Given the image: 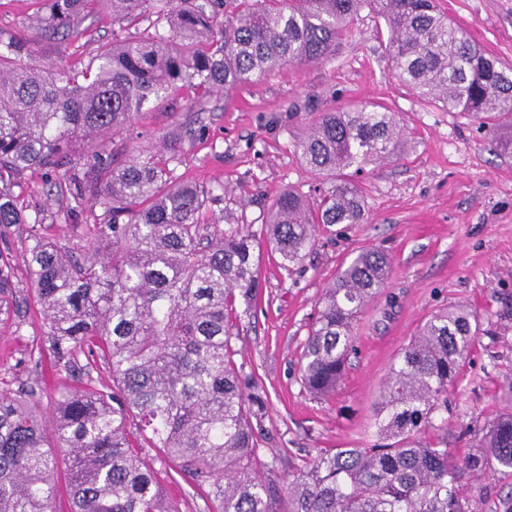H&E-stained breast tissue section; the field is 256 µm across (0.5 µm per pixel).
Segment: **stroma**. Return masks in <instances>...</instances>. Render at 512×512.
<instances>
[{"instance_id":"stroma-1","label":"stroma","mask_w":512,"mask_h":512,"mask_svg":"<svg viewBox=\"0 0 512 512\" xmlns=\"http://www.w3.org/2000/svg\"><path fill=\"white\" fill-rule=\"evenodd\" d=\"M439 7L500 62L512 65V0H439ZM33 0H0V29L24 35L37 66L53 69L88 59L111 40L109 19L86 21L79 34L44 39L30 27ZM355 36L334 59L287 65L260 80L197 101L193 91L173 93L147 107L131 132L106 136L103 151L133 155V132L152 139L186 124L179 175L207 182L214 198L201 223H241L261 231V217L277 196L293 190L318 199L323 177L302 162L297 144L319 113L378 102L395 112L408 140L403 154L359 174L367 210L363 224L318 227V241L293 272L262 246L260 288L250 316L232 340L233 359L252 376L266 400L262 459L283 480L321 450L367 448L378 438L373 407L401 349L436 312L477 310L479 338L448 389V446L473 452L486 423L512 405V159L498 156L490 135L466 116L444 111L399 85L392 75L382 19L361 11ZM19 201L40 214L43 232L82 255L85 205L50 193L44 175L26 174ZM27 227L13 230L11 258L18 306L0 314V380L34 386L40 414L75 384L49 357L31 358L43 343V317L25 267ZM382 250L390 263L386 288L368 304L354 328L355 355L335 393L320 400L301 383L300 356L318 301L339 268L363 249ZM470 512H504L512 477L486 471L464 480Z\"/></svg>"}]
</instances>
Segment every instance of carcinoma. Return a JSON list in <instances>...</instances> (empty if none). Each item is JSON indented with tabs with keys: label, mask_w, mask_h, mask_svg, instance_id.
I'll return each mask as SVG.
<instances>
[{
	"label": "carcinoma",
	"mask_w": 512,
	"mask_h": 512,
	"mask_svg": "<svg viewBox=\"0 0 512 512\" xmlns=\"http://www.w3.org/2000/svg\"><path fill=\"white\" fill-rule=\"evenodd\" d=\"M32 29L69 35L112 12V25H148L114 37L87 63H27L25 41L0 30V312L15 301L11 229L29 225L27 275L56 365L100 358L112 383L85 384L54 401L47 439L33 388L0 389V512H54L64 478L70 512H180L155 448L217 503L216 512H467L462 481L487 469L512 476V409L489 421L480 451L454 457L448 438L426 441L448 387L470 355L479 317L457 307L432 315L400 352L373 412L385 443L326 450L288 476L261 471L263 399L232 358L234 329L259 288L255 235L241 224L209 231L199 213L213 190L176 175L181 131L129 162L95 140L125 130L150 103L253 83L291 64L336 55L367 9L384 20L395 79L444 110L479 122L512 158V66L486 54L435 0H34ZM404 133L382 106L322 112L298 143L327 179L314 203L288 190L262 228L287 271L316 245V225L363 224L352 177L396 158ZM85 150L72 162L67 152ZM55 173L75 200L95 190L102 217L82 225L77 258L47 240L42 218L18 206L28 171ZM390 266L361 251L326 289L301 356L311 394L336 391L354 351L353 323L387 287Z\"/></svg>",
	"instance_id": "cac0c4a2"
}]
</instances>
